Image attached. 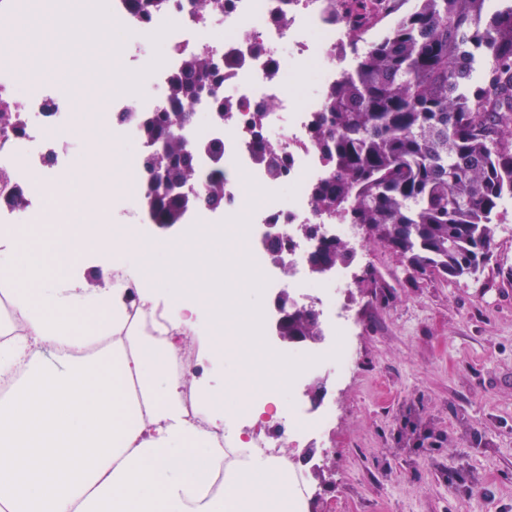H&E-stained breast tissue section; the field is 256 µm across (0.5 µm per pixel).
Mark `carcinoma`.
I'll return each instance as SVG.
<instances>
[{"label": "carcinoma", "instance_id": "1", "mask_svg": "<svg viewBox=\"0 0 512 512\" xmlns=\"http://www.w3.org/2000/svg\"><path fill=\"white\" fill-rule=\"evenodd\" d=\"M229 0H194L217 15ZM330 0L329 24L348 25L339 48L352 65L322 89L323 108L309 128L327 174L311 193L313 210L366 235L405 260L415 277L458 281L492 259L497 221L512 200V0ZM148 18L166 0H129ZM392 19L366 42L374 22ZM206 52L186 55L166 89L169 106L140 121L141 138L158 143L139 161L143 198L158 183H191L213 204L224 202V169L201 179L184 141L169 132L187 125L202 98L233 118L220 94L223 68ZM271 100L250 116L254 160L274 177L288 172V155L262 133ZM152 221L180 224L176 197L154 195ZM354 258L341 240L319 238L308 253L313 272ZM290 336H318L314 313L288 308Z\"/></svg>", "mask_w": 512, "mask_h": 512}]
</instances>
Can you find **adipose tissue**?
<instances>
[{"label":"adipose tissue","mask_w":512,"mask_h":512,"mask_svg":"<svg viewBox=\"0 0 512 512\" xmlns=\"http://www.w3.org/2000/svg\"><path fill=\"white\" fill-rule=\"evenodd\" d=\"M94 252L111 264L104 287L87 285L84 262ZM195 258L184 245L156 250L134 224L97 233L89 251L40 233L0 231V289L11 313L0 320V377L18 365L27 377L0 402V512H288V461L257 452L228 461L212 429L242 415L257 420L264 407H281L286 376L254 381L265 392L254 402L229 404L223 389L199 382L196 411L202 430L187 417L180 380L166 364L192 336L211 362L225 364L219 326L235 329L256 309L237 300L208 303L199 288L164 277ZM161 311L159 339L132 322L133 306ZM104 336L126 338L128 348L93 360L60 356ZM138 382L140 398L129 385ZM224 470V494L211 492L215 468Z\"/></svg>","instance_id":"1"}]
</instances>
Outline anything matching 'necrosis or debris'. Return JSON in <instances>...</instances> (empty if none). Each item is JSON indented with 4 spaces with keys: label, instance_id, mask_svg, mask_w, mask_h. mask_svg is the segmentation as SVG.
Wrapping results in <instances>:
<instances>
[{
    "label": "necrosis or debris",
    "instance_id": "obj_1",
    "mask_svg": "<svg viewBox=\"0 0 512 512\" xmlns=\"http://www.w3.org/2000/svg\"><path fill=\"white\" fill-rule=\"evenodd\" d=\"M329 0H231L223 14L197 17L190 0H169L167 6L142 20L130 11L128 0H0V107L8 106L24 125L22 134L0 133V225L10 226L12 211L6 205L9 193L22 192L27 200V217L46 224L52 221L54 206L47 188L61 178L97 186L100 193L113 191V184L97 181L95 163L74 164L59 170L58 158L66 150V141L55 138L56 123L46 122L49 113L71 115L72 103L62 91L47 92L45 84L33 81L17 63L22 29L50 22L67 26L73 17H81L87 27L105 31L109 23L119 24L127 38L123 56L137 57L136 70L116 68L113 83L133 81L131 92L119 104L126 116L121 128L128 140L139 142V123L143 115L166 104L165 88L177 72L185 54L204 51L216 62H223L229 51L242 59L241 67L225 71L224 87L233 102L254 107L273 98L278 108L266 115L264 130L280 129L276 146L291 161L287 174L272 178L267 169L255 163L249 149V137L243 121L225 122L223 128L194 122L184 133L187 141L220 140L224 143L222 166L233 173H245L261 197L260 209H252L243 199L234 181L224 187L220 212L225 223H237L241 214H249L255 227L265 224L288 226L285 251L287 267L277 275V287L300 306L315 305L321 312L326 347L312 351L297 347L288 354L299 362L288 376L289 384L323 373L343 377L351 364L350 326L343 316L340 293L349 287L350 277L337 270L332 280L315 279L307 266L310 243L296 231L297 225L316 223L309 187L323 178L326 167L322 157L307 144V125L319 112L322 100L317 93L296 98L292 86L304 82L319 87L335 82L342 72L337 47L345 39L343 28L327 24ZM158 41L165 50L160 54L143 53L144 45ZM48 137L39 165L28 158L33 138ZM333 419L330 410L314 411L297 396H290L275 431L253 433L252 447L266 455L282 458L292 449L327 429Z\"/></svg>",
    "mask_w": 512,
    "mask_h": 512
}]
</instances>
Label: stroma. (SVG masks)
Wrapping results in <instances>:
<instances>
[{
    "instance_id": "1",
    "label": "stroma",
    "mask_w": 512,
    "mask_h": 512,
    "mask_svg": "<svg viewBox=\"0 0 512 512\" xmlns=\"http://www.w3.org/2000/svg\"><path fill=\"white\" fill-rule=\"evenodd\" d=\"M113 58L101 40L77 63L49 46L33 69L78 103ZM349 271L354 362L307 463L316 512H512V207L476 277H412L368 239Z\"/></svg>"
}]
</instances>
